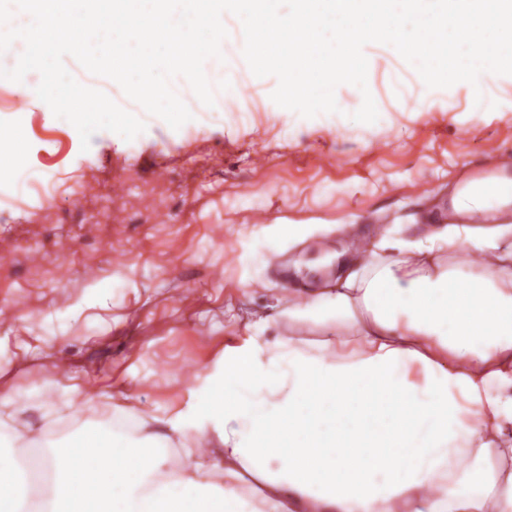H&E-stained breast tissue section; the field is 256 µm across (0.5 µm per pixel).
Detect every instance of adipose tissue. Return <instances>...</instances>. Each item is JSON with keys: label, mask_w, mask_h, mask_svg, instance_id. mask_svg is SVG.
<instances>
[{"label": "adipose tissue", "mask_w": 512, "mask_h": 512, "mask_svg": "<svg viewBox=\"0 0 512 512\" xmlns=\"http://www.w3.org/2000/svg\"><path fill=\"white\" fill-rule=\"evenodd\" d=\"M512 178L456 188L430 242L391 231L333 287L292 297L291 322L332 330L228 347L196 375L179 436L216 434L223 467L187 460L152 496L166 441L131 414L27 438L0 421V504L41 487L47 512H512ZM474 213L482 224L466 223ZM478 256L479 274L435 259ZM234 432H227L228 423ZM452 448L459 466L434 458Z\"/></svg>", "instance_id": "1"}]
</instances>
